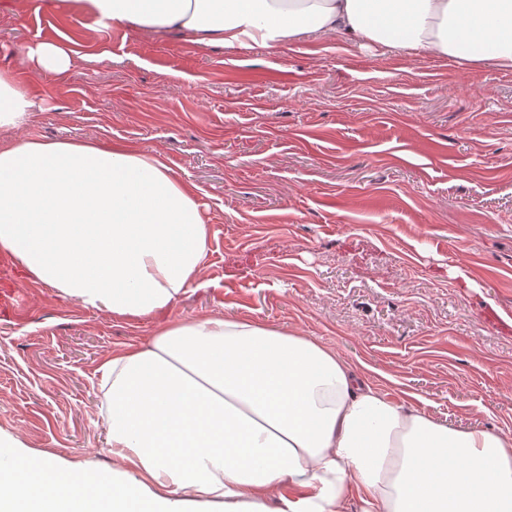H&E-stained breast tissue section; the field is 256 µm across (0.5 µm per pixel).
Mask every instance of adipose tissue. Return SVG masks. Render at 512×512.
Masks as SVG:
<instances>
[{"label":"adipose tissue","instance_id":"obj_1","mask_svg":"<svg viewBox=\"0 0 512 512\" xmlns=\"http://www.w3.org/2000/svg\"><path fill=\"white\" fill-rule=\"evenodd\" d=\"M95 24L174 30L202 46L279 48L336 36L512 70V0H85ZM65 74V45H26ZM31 89L0 70V128ZM210 229L193 186L121 144L29 139L0 149V253L58 295L142 319L201 284ZM112 476L17 456L0 512H512V434L456 428L370 385L332 347L251 321L160 327L98 368Z\"/></svg>","mask_w":512,"mask_h":512}]
</instances>
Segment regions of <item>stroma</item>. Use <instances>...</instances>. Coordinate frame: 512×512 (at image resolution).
<instances>
[{
	"mask_svg": "<svg viewBox=\"0 0 512 512\" xmlns=\"http://www.w3.org/2000/svg\"><path fill=\"white\" fill-rule=\"evenodd\" d=\"M56 40L74 63L30 73L26 139L123 143L195 186L205 284L127 320L0 268V445L112 471L97 369L158 324L228 315L334 348L396 401L512 434V71L336 37L204 47L96 25L80 0L0 9V70Z\"/></svg>",
	"mask_w": 512,
	"mask_h": 512,
	"instance_id": "1",
	"label": "stroma"
}]
</instances>
